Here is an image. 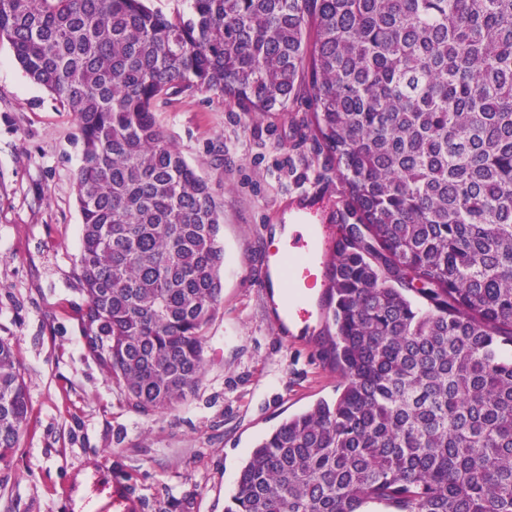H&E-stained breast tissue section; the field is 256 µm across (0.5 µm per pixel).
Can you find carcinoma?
Masks as SVG:
<instances>
[{
  "label": "carcinoma",
  "mask_w": 512,
  "mask_h": 512,
  "mask_svg": "<svg viewBox=\"0 0 512 512\" xmlns=\"http://www.w3.org/2000/svg\"><path fill=\"white\" fill-rule=\"evenodd\" d=\"M0 0V40L77 115L87 352L137 411L203 373L224 249L156 107L294 101L336 164V396L244 460L224 512H512V0ZM30 405L0 339V461Z\"/></svg>",
  "instance_id": "cac0c4a2"
}]
</instances>
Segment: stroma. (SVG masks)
I'll return each instance as SVG.
<instances>
[{"mask_svg": "<svg viewBox=\"0 0 512 512\" xmlns=\"http://www.w3.org/2000/svg\"><path fill=\"white\" fill-rule=\"evenodd\" d=\"M307 91L272 112L221 93L172 96L155 119L212 187L220 209L223 289L205 328L196 391L140 413L88 355L76 274L82 164L73 112L31 83L0 40V338L11 343L31 408L17 449L0 461V512H65L114 480L140 512H224L241 463L285 418L336 395L321 339L284 342L257 287L271 228L309 194L314 223L336 221L341 184L310 126Z\"/></svg>", "mask_w": 512, "mask_h": 512, "instance_id": "35a3bbf8", "label": "stroma"}]
</instances>
